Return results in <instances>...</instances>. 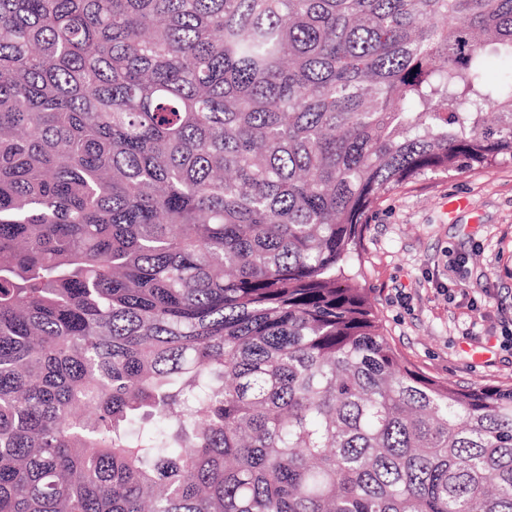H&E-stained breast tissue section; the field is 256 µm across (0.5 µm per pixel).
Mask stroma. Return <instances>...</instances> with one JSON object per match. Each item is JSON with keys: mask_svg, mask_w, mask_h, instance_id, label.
Masks as SVG:
<instances>
[{"mask_svg": "<svg viewBox=\"0 0 512 512\" xmlns=\"http://www.w3.org/2000/svg\"><path fill=\"white\" fill-rule=\"evenodd\" d=\"M358 282L428 376L512 386V160L428 175L370 212Z\"/></svg>", "mask_w": 512, "mask_h": 512, "instance_id": "1", "label": "stroma"}]
</instances>
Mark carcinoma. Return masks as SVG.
Wrapping results in <instances>:
<instances>
[{
    "mask_svg": "<svg viewBox=\"0 0 512 512\" xmlns=\"http://www.w3.org/2000/svg\"><path fill=\"white\" fill-rule=\"evenodd\" d=\"M489 48L512 0H0V512H512V386L349 275L512 160Z\"/></svg>",
    "mask_w": 512,
    "mask_h": 512,
    "instance_id": "cac0c4a2",
    "label": "carcinoma"
}]
</instances>
